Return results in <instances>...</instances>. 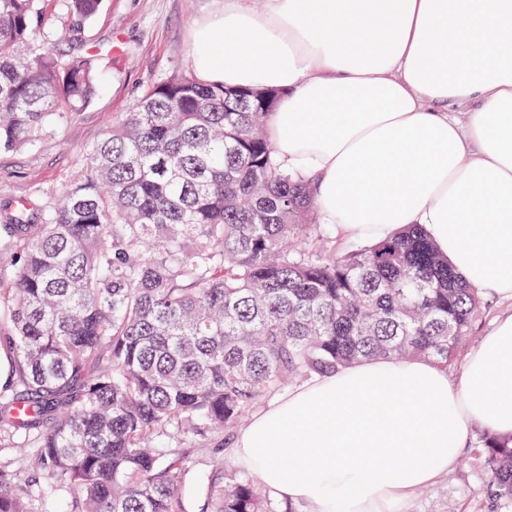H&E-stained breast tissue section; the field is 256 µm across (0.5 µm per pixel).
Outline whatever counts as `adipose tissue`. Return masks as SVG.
<instances>
[{
  "label": "adipose tissue",
  "instance_id": "1",
  "mask_svg": "<svg viewBox=\"0 0 512 512\" xmlns=\"http://www.w3.org/2000/svg\"><path fill=\"white\" fill-rule=\"evenodd\" d=\"M204 83L272 88L277 158L314 177L323 223L360 242L423 225L449 265L512 300V0H227L197 23ZM512 433V309L456 378L367 360L256 414L238 464L307 512H393L473 426Z\"/></svg>",
  "mask_w": 512,
  "mask_h": 512
}]
</instances>
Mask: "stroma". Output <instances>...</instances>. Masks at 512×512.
Instances as JSON below:
<instances>
[{"instance_id":"35a3bbf8","label":"stroma","mask_w":512,"mask_h":512,"mask_svg":"<svg viewBox=\"0 0 512 512\" xmlns=\"http://www.w3.org/2000/svg\"><path fill=\"white\" fill-rule=\"evenodd\" d=\"M225 0H105L84 42L102 50L98 92L65 118L54 138L0 152V199L64 189L86 163L92 135L109 130L147 85L190 68L191 28ZM399 512H491L487 477L473 446L448 473L400 504Z\"/></svg>"}]
</instances>
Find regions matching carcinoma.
<instances>
[{
  "mask_svg": "<svg viewBox=\"0 0 512 512\" xmlns=\"http://www.w3.org/2000/svg\"><path fill=\"white\" fill-rule=\"evenodd\" d=\"M0 0V152L94 99L103 0ZM276 91L149 85L53 196L0 202V512H297L224 463L221 436L291 379L370 359L452 365L484 294L424 227L344 251L276 160ZM493 512L512 435L477 434ZM213 454L206 470L196 455Z\"/></svg>",
  "mask_w": 512,
  "mask_h": 512,
  "instance_id": "obj_1",
  "label": "carcinoma"
}]
</instances>
